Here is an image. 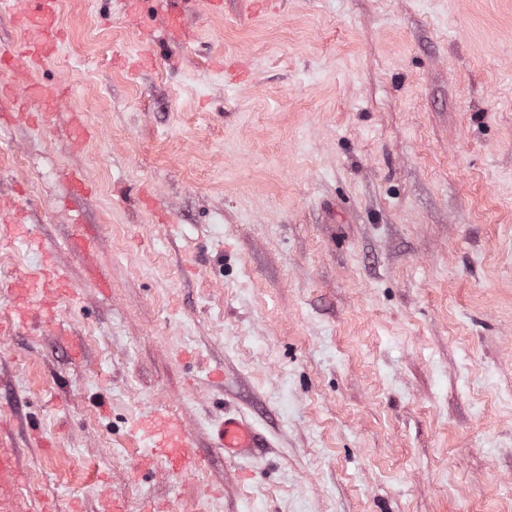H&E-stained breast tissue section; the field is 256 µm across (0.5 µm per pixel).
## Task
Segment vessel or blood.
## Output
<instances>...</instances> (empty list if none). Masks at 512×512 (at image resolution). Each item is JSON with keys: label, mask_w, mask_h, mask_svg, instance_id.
Masks as SVG:
<instances>
[{"label": "vessel or blood", "mask_w": 512, "mask_h": 512, "mask_svg": "<svg viewBox=\"0 0 512 512\" xmlns=\"http://www.w3.org/2000/svg\"><path fill=\"white\" fill-rule=\"evenodd\" d=\"M30 2V7L25 9L18 7L16 0H0V11L9 14L24 34V41L17 49L0 54V70L17 71L29 63L49 60L57 50L61 36L57 0ZM61 95L59 85L35 82L24 89L19 109L45 124L50 120L49 106ZM64 291L63 274L46 260L36 271L17 276L11 284L15 324L37 330L50 323L54 298ZM138 429L148 444L140 468H150L157 458L181 474L191 473L199 467L192 439L168 412L155 409L139 422ZM217 440L225 454L239 458L249 457L255 449L266 445L250 423L236 416L225 417L217 430Z\"/></svg>", "instance_id": "1"}]
</instances>
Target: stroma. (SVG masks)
<instances>
[{"label":"stroma","mask_w":512,"mask_h":512,"mask_svg":"<svg viewBox=\"0 0 512 512\" xmlns=\"http://www.w3.org/2000/svg\"><path fill=\"white\" fill-rule=\"evenodd\" d=\"M209 2L146 63L153 0H60L10 77L66 89L49 130L0 104V211L72 292L15 328L42 249L0 239V512H512V0ZM157 404L199 470L133 474ZM9 224H1L0 225V235H15L18 236L20 233L23 234L27 241L31 245H35L38 243L37 247L41 250L39 246V242L37 239L33 237L32 230L28 228L27 224H21L22 222V213L20 210H14L8 217ZM217 440L224 448V454L246 458L254 448H264L267 442L244 418L224 416V423L218 428Z\"/></svg>","instance_id":"1"}]
</instances>
